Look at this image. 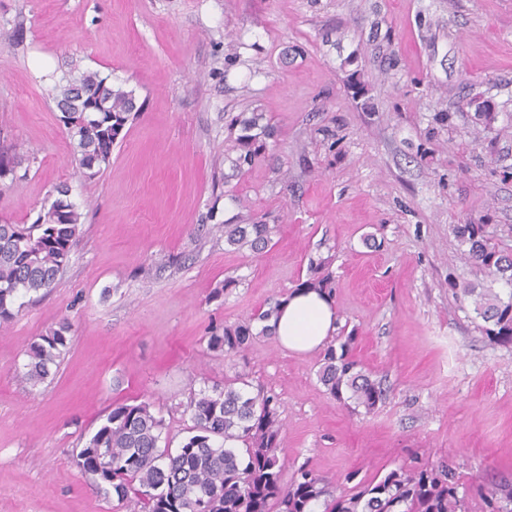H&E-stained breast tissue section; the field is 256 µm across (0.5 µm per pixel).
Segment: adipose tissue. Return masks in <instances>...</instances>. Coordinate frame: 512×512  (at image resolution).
<instances>
[{"instance_id": "adipose-tissue-1", "label": "adipose tissue", "mask_w": 512, "mask_h": 512, "mask_svg": "<svg viewBox=\"0 0 512 512\" xmlns=\"http://www.w3.org/2000/svg\"><path fill=\"white\" fill-rule=\"evenodd\" d=\"M273 325L275 338L288 350H318L336 331V307L326 292L315 288L294 290L283 297Z\"/></svg>"}]
</instances>
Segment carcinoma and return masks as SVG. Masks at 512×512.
<instances>
[{"instance_id": "carcinoma-1", "label": "carcinoma", "mask_w": 512, "mask_h": 512, "mask_svg": "<svg viewBox=\"0 0 512 512\" xmlns=\"http://www.w3.org/2000/svg\"><path fill=\"white\" fill-rule=\"evenodd\" d=\"M101 102L105 112L86 107ZM57 104L68 111L59 121L74 143L78 173L91 178L109 161L112 145L130 117L139 111L135 93L114 87L96 72H85L60 89ZM242 134L226 140L224 153H235L233 170L242 174L265 153L277 130L263 112L230 120L228 131ZM16 147L0 149V179L14 173ZM58 198L43 208L34 223L0 224V324L15 317L18 297L52 288L76 242L81 213L66 200L69 187H57ZM224 241L239 249L263 252L277 225L221 224ZM454 232L468 245V256L484 273L512 286V253L496 249L477 224H457ZM330 259L308 260V277L298 287L332 292ZM462 294L471 298L483 320V332L502 346H512V292L503 299L490 288L468 284ZM280 300H271L234 323L209 331L210 351L243 354L258 336H272L267 322ZM70 325L64 321L41 341L30 345L24 364L25 380L37 385L50 374L60 349L66 347ZM356 331L339 336L323 355L317 376L339 403L373 411L383 399L380 385L359 369L353 350ZM279 400L254 387L249 373L240 372L222 384L207 386L189 396L184 408L188 436L177 448L162 439L163 422L148 402L116 404L105 422L80 449L78 465L97 477L96 487L113 493L132 512H468L459 496L461 476L446 461H416L357 487L341 492L333 482L301 466L284 479L280 456L282 426ZM489 512H512V480L496 484L487 497Z\"/></svg>"}]
</instances>
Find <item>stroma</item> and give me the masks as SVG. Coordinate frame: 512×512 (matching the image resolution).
<instances>
[{
  "label": "stroma",
  "mask_w": 512,
  "mask_h": 512,
  "mask_svg": "<svg viewBox=\"0 0 512 512\" xmlns=\"http://www.w3.org/2000/svg\"><path fill=\"white\" fill-rule=\"evenodd\" d=\"M85 71L139 107L89 180L53 98ZM256 110L277 142L230 176L227 122ZM14 144L0 221L33 223L64 183L82 218L53 288L0 327V512H117L76 463L113 404L149 402L177 444L190 392L241 369L280 399L289 469L353 474L351 491L447 460L470 512L512 479V346L461 293L512 287L452 231L484 224L512 251V0H0V148ZM260 220L272 247L225 244L221 224ZM315 253L332 260L339 333L357 330L385 390L372 412L327 394L322 351L207 348ZM64 320L57 366L29 384L28 347Z\"/></svg>",
  "instance_id": "35a3bbf8"
}]
</instances>
